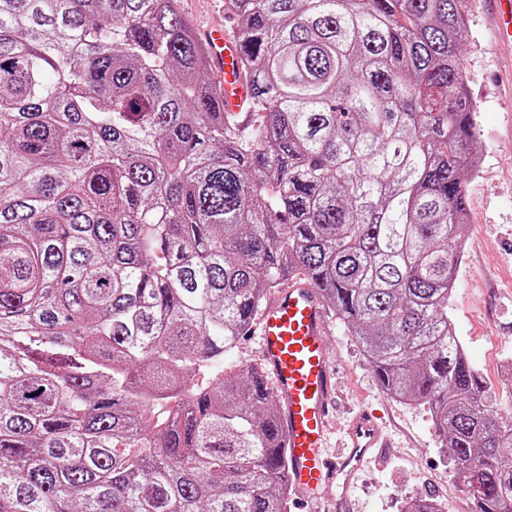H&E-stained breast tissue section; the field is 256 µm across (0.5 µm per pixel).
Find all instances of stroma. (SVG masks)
<instances>
[{"instance_id": "35a3bbf8", "label": "stroma", "mask_w": 512, "mask_h": 512, "mask_svg": "<svg viewBox=\"0 0 512 512\" xmlns=\"http://www.w3.org/2000/svg\"><path fill=\"white\" fill-rule=\"evenodd\" d=\"M462 56L481 164L467 181L465 254L448 313L503 421L512 424V376L503 370L512 361V40L496 39L485 0H469ZM329 328L337 400L331 446L340 447L351 412L361 406L381 416L391 440L382 458L354 478L352 512H402L422 494L447 512H474L428 410L387 395L343 324L333 319Z\"/></svg>"}]
</instances>
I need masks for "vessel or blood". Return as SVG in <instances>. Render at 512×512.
Returning <instances> with one entry per match:
<instances>
[{"label": "vessel or blood", "mask_w": 512, "mask_h": 512, "mask_svg": "<svg viewBox=\"0 0 512 512\" xmlns=\"http://www.w3.org/2000/svg\"><path fill=\"white\" fill-rule=\"evenodd\" d=\"M490 21L500 34L512 32V0H492ZM207 48L212 77L224 91V109L242 111L250 80L240 63L238 42L224 28L200 31ZM260 359L273 394L283 406L282 431L288 452V481L298 500L326 492L335 478L351 480L374 449L386 438L365 411L356 413L348 428V452H326L334 406L335 370L327 342V315L317 288L297 278L281 288L258 319Z\"/></svg>", "instance_id": "obj_1"}]
</instances>
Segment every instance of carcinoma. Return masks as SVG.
<instances>
[{"mask_svg": "<svg viewBox=\"0 0 512 512\" xmlns=\"http://www.w3.org/2000/svg\"><path fill=\"white\" fill-rule=\"evenodd\" d=\"M467 7L224 0L235 114L178 0H0V512H288L279 405L224 353L301 275L512 512V425L448 315Z\"/></svg>", "mask_w": 512, "mask_h": 512, "instance_id": "1", "label": "carcinoma"}]
</instances>
